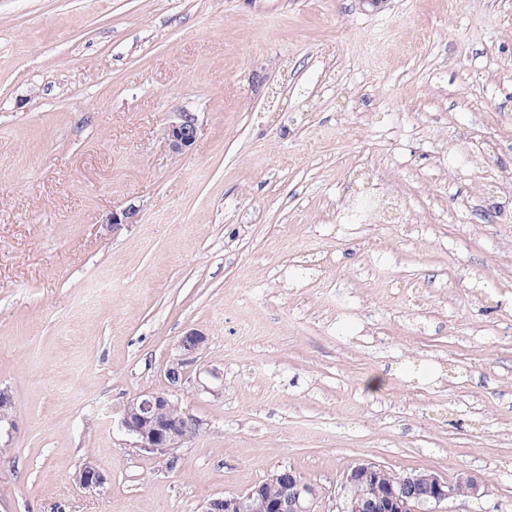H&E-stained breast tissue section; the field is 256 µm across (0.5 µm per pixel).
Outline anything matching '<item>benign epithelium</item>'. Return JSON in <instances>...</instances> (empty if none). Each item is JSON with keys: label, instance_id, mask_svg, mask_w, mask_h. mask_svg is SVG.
Listing matches in <instances>:
<instances>
[{"label": "benign epithelium", "instance_id": "1", "mask_svg": "<svg viewBox=\"0 0 512 512\" xmlns=\"http://www.w3.org/2000/svg\"><path fill=\"white\" fill-rule=\"evenodd\" d=\"M170 148L181 152L197 138V119L184 112L180 121L164 129ZM208 337L191 329L173 344L164 370L165 391H142L123 407L120 425L142 449L168 454L189 440L182 416L172 404L174 394L190 380V374L206 348ZM12 395L0 389V426L16 427ZM77 483L92 489L103 486V471L87 463L76 478ZM272 481L279 487L275 497L267 495L265 485L211 499L204 512H315L320 490L305 481L291 468L274 472ZM354 487L356 493L344 502L340 512H442V506L458 498L479 499L488 492L487 483L478 475L463 470L450 480L433 471L415 473L388 472L374 463H361L348 470L341 487Z\"/></svg>", "mask_w": 512, "mask_h": 512}]
</instances>
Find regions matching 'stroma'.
Segmentation results:
<instances>
[{"mask_svg": "<svg viewBox=\"0 0 512 512\" xmlns=\"http://www.w3.org/2000/svg\"><path fill=\"white\" fill-rule=\"evenodd\" d=\"M482 141L512 169V0H0V512H204L283 467L337 512L363 462L512 512V221L448 176ZM191 329L170 467L119 417ZM163 135L173 151L181 152L189 148L197 138L196 117L190 112L182 113L180 121L165 127ZM396 189L393 185L388 184L383 188L381 193L376 197V200H372L368 205L362 206L358 200L352 198L345 201L344 206L341 209V213L346 216H352L353 213L361 212L359 221L363 224H376L381 211L387 204L394 199Z\"/></svg>", "mask_w": 512, "mask_h": 512, "instance_id": "35a3bbf8", "label": "stroma"}]
</instances>
